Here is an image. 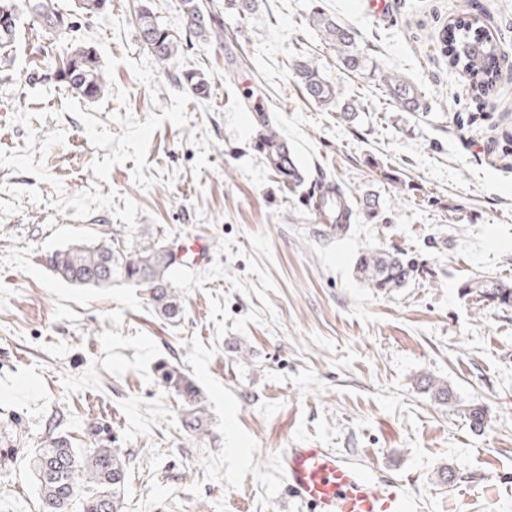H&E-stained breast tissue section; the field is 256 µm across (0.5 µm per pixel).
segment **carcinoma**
Here are the masks:
<instances>
[{"label":"carcinoma","mask_w":512,"mask_h":512,"mask_svg":"<svg viewBox=\"0 0 512 512\" xmlns=\"http://www.w3.org/2000/svg\"><path fill=\"white\" fill-rule=\"evenodd\" d=\"M109 0H75V11L51 8L47 0H0V68L11 64V48L24 14H29L42 38L54 37L74 29V18L96 16L107 9ZM181 10L188 24L189 34L197 38L218 37L222 26L206 18L199 0H181ZM63 18L66 25L58 24ZM310 22L322 33L324 41L336 50L342 66L352 72L364 69V52L359 49L357 32L336 18L317 10ZM138 36L151 50L157 62L170 70L180 50L184 49L182 37L161 25L149 6L138 13ZM443 45L449 63L469 76L471 92L484 96L496 83V75L487 67V60L494 55L497 45L477 28L469 26V20L461 19L448 27L443 34ZM295 74L305 93L324 108H334L348 120L358 106L342 100L338 86L325 79L316 63L298 61ZM54 79L64 83L81 98L95 100L103 94L107 76L94 48L76 44L62 58V65L55 66ZM383 84L390 93L412 107L418 106V92L404 78L386 73ZM264 138L270 145L265 164L282 175L286 182L297 181V170L285 168L282 163L279 136L270 126H265ZM316 207L322 211L331 208L326 219L341 236L349 231L353 209L345 191L338 184L325 182L317 188ZM50 267L63 281L96 288L107 287L117 281L151 290V302L166 319L177 321L182 308L173 293L172 279L176 270V249L169 244L135 239L132 250L120 242L98 243L94 246L75 245L49 256ZM414 269L402 254L381 248H369L357 259V275L361 281L379 293H390L403 288L412 280ZM465 293L479 297V302L489 305H511L512 288L493 280H480L464 285ZM160 381L168 390L183 397L189 405L185 427L192 433L203 432V410L200 392L193 380L178 369L161 367ZM420 388L435 401L446 405L451 401L448 386L433 378L423 377ZM38 483L42 512H122L125 485L124 464L116 448H92L81 455L72 448L68 438L52 439L46 448H40L33 460Z\"/></svg>","instance_id":"carcinoma-1"}]
</instances>
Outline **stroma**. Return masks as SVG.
Returning <instances> with one entry per match:
<instances>
[{
    "label": "stroma",
    "instance_id": "1",
    "mask_svg": "<svg viewBox=\"0 0 512 512\" xmlns=\"http://www.w3.org/2000/svg\"><path fill=\"white\" fill-rule=\"evenodd\" d=\"M203 3L224 38L177 59L203 94L141 43L139 0L50 40L46 62L23 20L0 70V512H40L30 457L60 435L120 450L123 512H299L277 456L309 446L406 481L421 512H512V307L461 293L475 278L512 286V82L472 95L440 45L470 9L512 73V0H258L246 16ZM317 9L357 32L366 69L342 67L309 24ZM77 42L107 75L92 102L51 76ZM300 57L359 104L354 121L306 96ZM388 72L418 87V110ZM267 122L297 155L296 190L254 148ZM324 178L377 202L340 237L305 205ZM143 230L204 244L173 278L179 321L148 289L71 284L46 262ZM368 247L401 251L413 279L367 288ZM162 361L198 386L204 433L158 385ZM424 375L447 382L449 404L418 389ZM382 81L390 93L400 101H408L407 103L412 106V109L418 106V92L407 80L392 73H386L382 76Z\"/></svg>",
    "mask_w": 512,
    "mask_h": 512
}]
</instances>
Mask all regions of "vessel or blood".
I'll use <instances>...</instances> for the list:
<instances>
[{"label":"vessel or blood","instance_id":"b4317fda","mask_svg":"<svg viewBox=\"0 0 512 512\" xmlns=\"http://www.w3.org/2000/svg\"><path fill=\"white\" fill-rule=\"evenodd\" d=\"M289 495L310 512H415L405 481L327 448H289L277 460Z\"/></svg>","mask_w":512,"mask_h":512}]
</instances>
